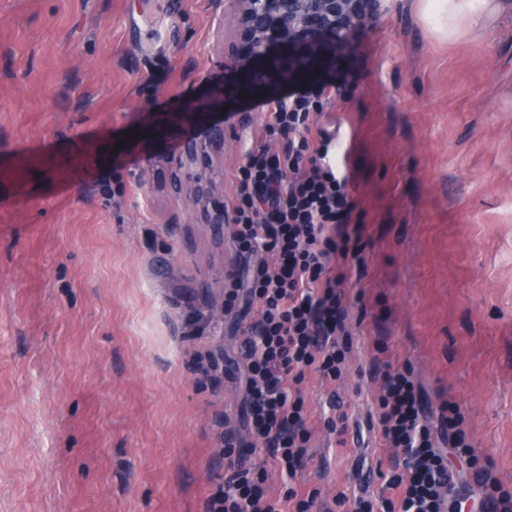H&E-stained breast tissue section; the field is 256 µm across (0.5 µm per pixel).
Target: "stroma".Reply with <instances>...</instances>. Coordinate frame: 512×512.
I'll return each instance as SVG.
<instances>
[{
	"mask_svg": "<svg viewBox=\"0 0 512 512\" xmlns=\"http://www.w3.org/2000/svg\"><path fill=\"white\" fill-rule=\"evenodd\" d=\"M220 28L236 21L210 0H0V512H206L227 441L268 458L238 351L259 314L224 309L245 262L191 206L200 170L177 167L174 139L125 137L207 102ZM341 53L352 83L318 124L340 138L367 266L344 286L341 377L301 385L299 480L327 502L380 489L390 362L410 365L431 426L455 401L512 493V0L480 39L439 33L422 0H382ZM235 107L250 121L224 147L228 211L246 148L285 146L252 100ZM444 454L457 512H481L469 460Z\"/></svg>",
	"mask_w": 512,
	"mask_h": 512,
	"instance_id": "1",
	"label": "stroma"
}]
</instances>
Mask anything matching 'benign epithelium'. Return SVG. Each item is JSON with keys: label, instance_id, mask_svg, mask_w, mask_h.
<instances>
[{"label": "benign epithelium", "instance_id": "7a95c632", "mask_svg": "<svg viewBox=\"0 0 512 512\" xmlns=\"http://www.w3.org/2000/svg\"><path fill=\"white\" fill-rule=\"evenodd\" d=\"M215 13L224 17L226 6H235L238 27L234 41L224 50L222 70L237 76L235 91L269 92L297 76L303 62L325 58L336 44L347 41L359 19L374 14L380 0H212ZM214 111L202 112L189 103L170 113L162 124L151 129L161 139L180 131L178 164L193 165L224 153V143L248 122L242 112L230 123L220 115L224 109V86L213 84ZM217 186L212 178H198L188 198L201 208L205 223L216 235L224 236V226L233 223L217 201Z\"/></svg>", "mask_w": 512, "mask_h": 512}]
</instances>
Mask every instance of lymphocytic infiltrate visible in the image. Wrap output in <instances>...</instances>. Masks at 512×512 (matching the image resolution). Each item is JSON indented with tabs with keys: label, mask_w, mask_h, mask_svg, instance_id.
<instances>
[{
	"label": "lymphocytic infiltrate",
	"mask_w": 512,
	"mask_h": 512,
	"mask_svg": "<svg viewBox=\"0 0 512 512\" xmlns=\"http://www.w3.org/2000/svg\"><path fill=\"white\" fill-rule=\"evenodd\" d=\"M347 74L334 62L309 65L305 77L262 101L268 136L286 139L282 151L255 146L239 169L231 240L238 255L254 259L247 285L228 272L224 306L245 302L259 318L244 332L249 427L268 448L273 464L289 481L281 504L267 496L264 468L243 458L227 459L224 492L207 512H320L318 491L297 488L309 457V417L300 386L307 372L340 377L348 353L349 306L342 289L366 268L361 240L365 226L348 187L335 173V136L314 115L343 87ZM275 256L274 264L262 254ZM385 447L399 449L381 492L334 496L342 512H454L455 476L435 433L443 431L462 456L474 450L465 419L452 401L439 406V430L423 417L421 391L409 365L387 366L376 402Z\"/></svg>",
	"instance_id": "obj_1"
}]
</instances>
